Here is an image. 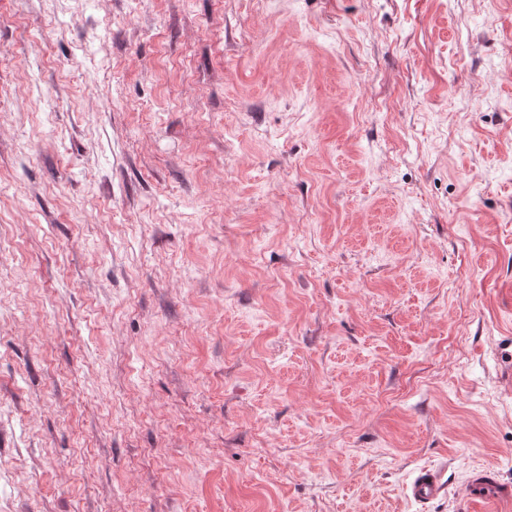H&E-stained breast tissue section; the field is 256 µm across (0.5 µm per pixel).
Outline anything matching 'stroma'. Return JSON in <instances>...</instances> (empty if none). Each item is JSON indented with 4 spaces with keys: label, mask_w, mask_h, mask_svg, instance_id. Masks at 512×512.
Segmentation results:
<instances>
[{
    "label": "stroma",
    "mask_w": 512,
    "mask_h": 512,
    "mask_svg": "<svg viewBox=\"0 0 512 512\" xmlns=\"http://www.w3.org/2000/svg\"><path fill=\"white\" fill-rule=\"evenodd\" d=\"M487 468L512 0H0V512H472ZM492 482L493 479L491 477L490 469L479 472L472 477L470 480L469 495L474 500L475 504L480 505V500L490 502L498 499L490 496L488 492L485 491ZM445 487L436 474L429 470L421 471L411 483V494L417 501L431 500L444 491Z\"/></svg>",
    "instance_id": "stroma-1"
}]
</instances>
